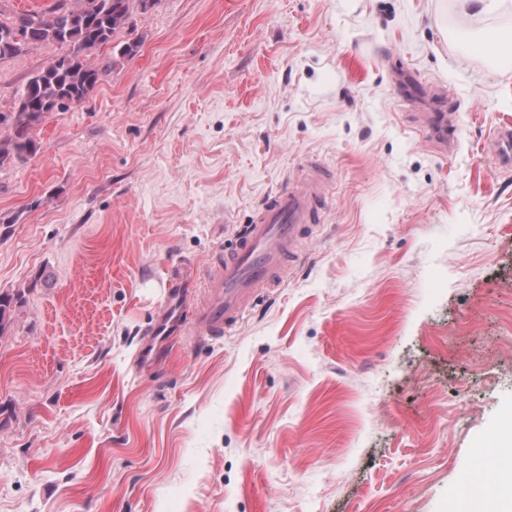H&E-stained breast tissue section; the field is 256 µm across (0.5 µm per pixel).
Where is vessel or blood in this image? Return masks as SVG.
<instances>
[{
    "mask_svg": "<svg viewBox=\"0 0 512 512\" xmlns=\"http://www.w3.org/2000/svg\"><path fill=\"white\" fill-rule=\"evenodd\" d=\"M437 145H446L453 131L444 112L425 116ZM488 151L500 167L512 169V125L498 127L490 138ZM326 172L317 162H308L298 178L268 193L255 210L249 224L243 225L234 246L210 272L208 300L200 310L194 327L197 335L218 337L235 325L253 301L258 289L281 279L298 257V242L307 225L315 223L324 201ZM186 290L171 289L163 312L150 330L141 359L150 363L154 347L169 345L182 325Z\"/></svg>",
    "mask_w": 512,
    "mask_h": 512,
    "instance_id": "1",
    "label": "vessel or blood"
}]
</instances>
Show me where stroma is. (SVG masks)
Here are the masks:
<instances>
[{
    "mask_svg": "<svg viewBox=\"0 0 512 512\" xmlns=\"http://www.w3.org/2000/svg\"><path fill=\"white\" fill-rule=\"evenodd\" d=\"M512 0H161L134 57L0 167V512H443L512 406ZM0 61V112L59 55ZM447 92L443 152L420 115ZM331 178L300 261L211 342L135 364L175 278ZM194 310L188 318H195ZM500 167L512 169V125L507 123L497 128L487 145Z\"/></svg>",
    "mask_w": 512,
    "mask_h": 512,
    "instance_id": "obj_1",
    "label": "stroma"
}]
</instances>
